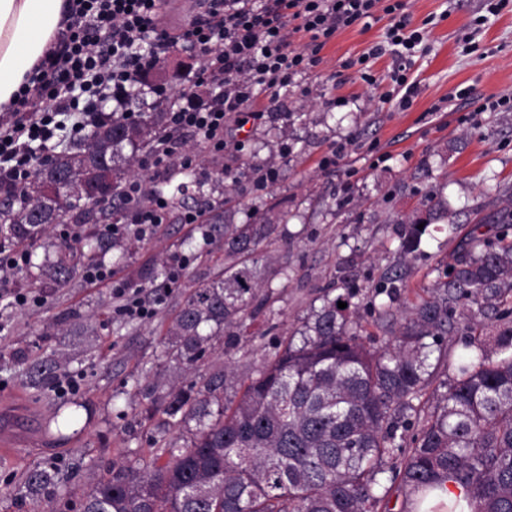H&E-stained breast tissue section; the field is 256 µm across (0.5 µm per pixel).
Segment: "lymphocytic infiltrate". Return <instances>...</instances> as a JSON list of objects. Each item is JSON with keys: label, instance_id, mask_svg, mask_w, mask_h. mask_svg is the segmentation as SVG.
<instances>
[{"label": "lymphocytic infiltrate", "instance_id": "obj_1", "mask_svg": "<svg viewBox=\"0 0 512 512\" xmlns=\"http://www.w3.org/2000/svg\"><path fill=\"white\" fill-rule=\"evenodd\" d=\"M204 18L172 33L159 21L163 0H71L53 45L46 51L16 101L0 112V183L25 184L38 157H50L64 143L82 139L106 111H123L132 81L153 68L161 54L182 46L196 52L193 87L210 88L208 99L183 105L174 89H154L158 100H171L162 143L142 157L141 168L163 170L172 163L192 166L188 139L214 155L234 149L227 124L246 125L257 117V91L278 95L295 76L317 68L320 52L343 28L373 18L379 0H202ZM383 6V5H380ZM389 17L385 43L368 57L392 52L397 61L387 80L402 89V104L417 91L402 59L412 56L425 30L412 26L403 0L384 5ZM303 43H296V36ZM124 192L131 211L126 223L106 224L108 238L125 241L152 235L167 218V204L147 180H133ZM85 280L106 284L117 313L145 320L155 309L130 281L115 278L111 267L85 268Z\"/></svg>", "mask_w": 512, "mask_h": 512}]
</instances>
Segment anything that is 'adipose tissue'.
Returning a JSON list of instances; mask_svg holds the SVG:
<instances>
[{"label": "adipose tissue", "mask_w": 512, "mask_h": 512, "mask_svg": "<svg viewBox=\"0 0 512 512\" xmlns=\"http://www.w3.org/2000/svg\"><path fill=\"white\" fill-rule=\"evenodd\" d=\"M65 6L66 0H0V108L54 41Z\"/></svg>", "instance_id": "ef3b65f1"}]
</instances>
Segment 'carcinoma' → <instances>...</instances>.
Masks as SVG:
<instances>
[{
  "label": "carcinoma",
  "instance_id": "obj_1",
  "mask_svg": "<svg viewBox=\"0 0 512 512\" xmlns=\"http://www.w3.org/2000/svg\"><path fill=\"white\" fill-rule=\"evenodd\" d=\"M167 72L139 75L126 100L135 118L114 112L86 136L35 164L23 191L0 186V246L28 248L61 224H118L128 210L123 188L134 175L132 161L162 141L166 105L150 89ZM174 184L173 207L186 191L203 190L190 168L175 165L156 174ZM109 198L95 209L91 189ZM497 225L488 236L475 226L445 280L399 324L386 349L373 351L347 332L352 294L326 298L300 342H287L249 382L226 365L171 393L161 426L191 421L190 444L177 448L156 440L138 469L114 464L81 503L83 512H379L394 492L416 496L444 481L466 491L470 512H512V190L496 188ZM427 217L401 235L405 254L421 250L429 224L448 216L436 196ZM423 228H418V225ZM224 270L199 280L166 331L172 358L193 373L215 352L214 339L232 343L248 311L261 310L260 244L275 231L266 215L249 224L224 220ZM89 241H84V238ZM77 234L58 258L39 267L40 284L63 288L76 275L71 257L100 265L113 243L96 229ZM485 306L499 322L492 345L484 326L457 327L454 304ZM459 329L458 354L442 338ZM452 371L439 404L419 432L408 435L419 413L416 402L440 367ZM60 367L55 358L28 364L40 384ZM242 389L240 397L228 389ZM56 473L30 470L27 495L50 498Z\"/></svg>",
  "mask_w": 512,
  "mask_h": 512
}]
</instances>
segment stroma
I'll return each instance as SVG.
<instances>
[{"instance_id": "35a3bbf8", "label": "stroma", "mask_w": 512, "mask_h": 512, "mask_svg": "<svg viewBox=\"0 0 512 512\" xmlns=\"http://www.w3.org/2000/svg\"><path fill=\"white\" fill-rule=\"evenodd\" d=\"M413 26H427L422 51L408 78L417 93L408 107L389 83L370 85L369 70L382 75L392 67L384 55L359 64L384 39L389 17L376 10L369 25L342 29L324 46L322 64L295 77L277 105L259 98L263 112L245 127H229L242 150L211 155L192 143L199 172H223L205 224L168 219L154 235L112 250L105 263L116 277L146 282L163 301L148 320L115 314L111 288L76 276L64 288L36 289L32 277L58 235L32 247L26 269L0 273V292L39 291L43 303L15 308L0 301V411L12 410L15 454L0 455V512H44L45 502L23 489L25 473L52 467L58 477L57 512L79 507L93 483L112 463L148 459L153 440L186 445L190 428L175 426L159 434L144 420L141 392L160 377L157 396L178 389L190 375L171 359L165 332L184 295L196 280L224 265V239L205 236L206 224L224 221V199L233 196L234 221L251 222L253 211L285 213L278 233L260 247L259 267L269 301L250 320L232 346L218 349L203 372L232 364L247 377L272 359L311 315L325 289L353 290L358 305L346 328L365 337L375 350L393 341L379 320L377 287L392 270L403 273L393 305L402 316L443 279L471 230L495 211L497 186H512V110L486 112L477 125L460 124L450 95L463 88L473 96L512 95V0H500L489 14L487 0H405ZM440 111H432V104ZM346 155L323 167L338 146ZM278 169L274 182L256 186L257 171ZM442 193L456 216L429 226L422 253L399 250L401 224L424 210L429 192ZM187 258L180 281L169 284L165 265ZM80 323L94 333L79 336ZM65 356V374L77 379L76 391L61 394L29 383L28 364L37 358ZM75 405L78 422L52 434L38 433L34 422L47 418L59 402Z\"/></svg>"}]
</instances>
